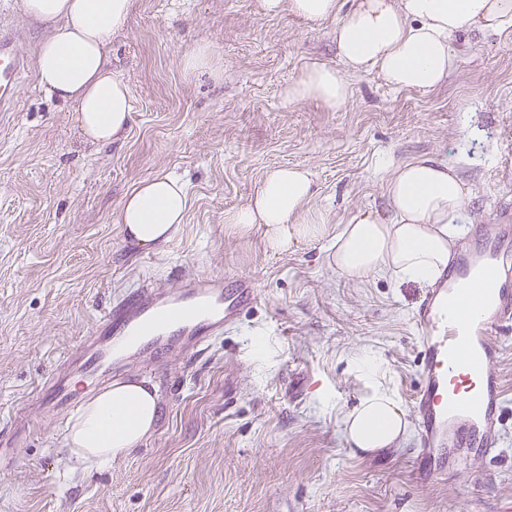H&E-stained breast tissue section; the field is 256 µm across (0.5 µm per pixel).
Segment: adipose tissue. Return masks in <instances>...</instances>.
I'll use <instances>...</instances> for the list:
<instances>
[{"label":"adipose tissue","instance_id":"ef3b65f1","mask_svg":"<svg viewBox=\"0 0 512 512\" xmlns=\"http://www.w3.org/2000/svg\"><path fill=\"white\" fill-rule=\"evenodd\" d=\"M27 16L47 27L36 65L40 87L74 104L82 134L97 143L123 139L132 104L126 81L113 73L106 46L128 20L131 0H22ZM267 14L290 11L312 21L335 20L337 53L354 72L377 70L395 89L430 91L456 66L452 42L466 30L495 32L512 24V0H263ZM349 85L335 68L313 64L285 90L287 103L314 99L344 107ZM313 181L299 167L268 172L255 195L228 222L241 234L263 226L266 245L331 240L330 260L356 282L390 275L401 282L434 283L446 270L457 239L456 218L470 193L447 163L429 156L408 159L385 183L391 218L366 215L329 230L310 212ZM191 207L185 185L164 174L141 183L123 200L124 241L140 248L168 243ZM368 393L341 418L348 445L376 452L400 445L407 413L383 381L373 357L356 358ZM159 416L155 386L144 379L112 382L85 400L67 421L70 456L95 468L127 455L146 440Z\"/></svg>","mask_w":512,"mask_h":512}]
</instances>
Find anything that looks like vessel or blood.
<instances>
[{"instance_id":"b4317fda","label":"vessel or blood","mask_w":512,"mask_h":512,"mask_svg":"<svg viewBox=\"0 0 512 512\" xmlns=\"http://www.w3.org/2000/svg\"><path fill=\"white\" fill-rule=\"evenodd\" d=\"M29 67L14 28L0 24V112L11 110ZM255 299L242 279L184 275L170 289L153 280L110 306L47 375L34 417H60L78 405L66 370L107 382L128 371L126 353L158 360L181 349L200 350L232 329ZM480 308L468 313L469 304ZM419 341L420 382L413 396L418 433L417 482L447 479L475 457L492 458L503 446L506 393L498 373V337L512 329V199L488 223L476 225L471 242L433 288L413 317Z\"/></svg>"}]
</instances>
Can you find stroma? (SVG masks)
Instances as JSON below:
<instances>
[{"mask_svg":"<svg viewBox=\"0 0 512 512\" xmlns=\"http://www.w3.org/2000/svg\"><path fill=\"white\" fill-rule=\"evenodd\" d=\"M21 52L36 59L47 30L21 0H0ZM334 21L271 17L261 0H132L108 54L126 79L124 141L85 138L74 105L28 73L0 112V428L113 301L147 279L182 272L243 277L256 300L201 352L131 369L156 386L153 434L104 469L68 461L65 429L45 418L19 432L15 467L0 470V512H512V331L499 365L509 399L497 461L419 484L415 433L381 453L350 448L342 415L367 390L356 354L375 356L405 411L419 383L412 313L427 288L379 276L346 279L328 240L269 250L262 228L228 216L282 166L308 169L312 210L326 224L390 219L383 184L402 161L432 155L470 188L459 226L483 223L512 192V25L453 44L447 81L395 90L376 71L348 73ZM200 45L209 68L183 67ZM344 71L351 95L329 110L286 103L307 66ZM171 174L191 197L162 248L125 244L118 214L141 182Z\"/></svg>","mask_w":512,"mask_h":512,"instance_id":"obj_1","label":"stroma"}]
</instances>
